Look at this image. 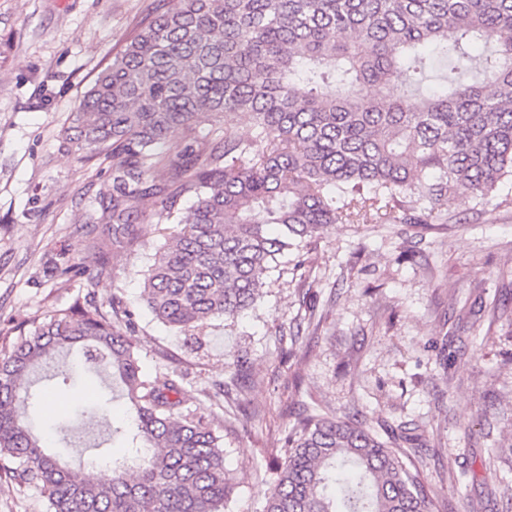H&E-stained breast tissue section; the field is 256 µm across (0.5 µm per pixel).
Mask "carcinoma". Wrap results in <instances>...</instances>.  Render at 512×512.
I'll return each mask as SVG.
<instances>
[{"instance_id":"carcinoma-1","label":"carcinoma","mask_w":512,"mask_h":512,"mask_svg":"<svg viewBox=\"0 0 512 512\" xmlns=\"http://www.w3.org/2000/svg\"><path fill=\"white\" fill-rule=\"evenodd\" d=\"M242 117L247 140L198 136ZM70 120L84 157L112 151V244L134 239L144 198L161 222L193 199L145 276L155 318L233 319L329 225L430 224L449 197L482 202L512 178V0H179L125 39ZM179 131L173 164L160 147ZM73 349L132 404L111 430L126 453L102 470L67 465L20 413L38 402L34 370ZM181 382L144 374L97 308L56 310L0 350V470L49 512H224L223 436ZM285 453L263 512H434L410 449L354 418L303 417Z\"/></svg>"}]
</instances>
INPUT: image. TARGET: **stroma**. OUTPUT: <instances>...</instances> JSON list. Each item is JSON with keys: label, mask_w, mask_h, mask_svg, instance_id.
Instances as JSON below:
<instances>
[{"label": "stroma", "mask_w": 512, "mask_h": 512, "mask_svg": "<svg viewBox=\"0 0 512 512\" xmlns=\"http://www.w3.org/2000/svg\"><path fill=\"white\" fill-rule=\"evenodd\" d=\"M175 0H0V347L75 300L124 328L142 368L182 373L187 408L224 437L235 488L225 512H262L299 414L355 415L382 441L410 437L439 512L512 503V181L486 203L448 200L444 224H335L269 273L236 320L180 332L153 318L144 275L171 227L141 202L134 240L113 246L112 160H86L70 116L124 39ZM223 397H214L216 384ZM34 412L73 465L122 456L91 416L102 375L39 377ZM62 408L54 410L50 400ZM0 512H47L0 473Z\"/></svg>", "instance_id": "35a3bbf8"}]
</instances>
